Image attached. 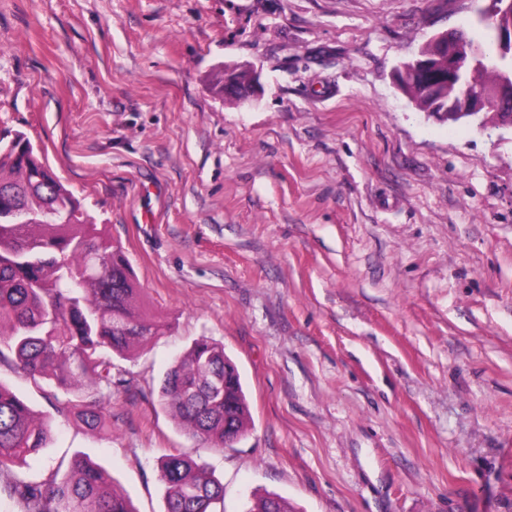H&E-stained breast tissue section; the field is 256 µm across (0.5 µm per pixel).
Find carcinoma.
I'll use <instances>...</instances> for the list:
<instances>
[{"mask_svg":"<svg viewBox=\"0 0 512 512\" xmlns=\"http://www.w3.org/2000/svg\"><path fill=\"white\" fill-rule=\"evenodd\" d=\"M512 16L481 12L466 35L486 50L468 67L463 84L445 87L448 100L465 89H492L512 72V56L500 52L496 30ZM403 91L421 112L433 101L411 65L399 76ZM139 286L119 243L84 218L81 203L17 132L0 138V363L31 379L46 380L75 398L57 412L89 426L104 423L103 398L127 391L116 370L124 358L164 334L167 325L141 311ZM9 323L8 331L3 324ZM159 403L178 424L215 448L231 446L246 431L247 404L241 376L224 346L195 340L167 369ZM50 426L0 385V495L20 512H133L125 497L104 492L108 474L84 459L59 463L32 477L20 471L26 457L45 447ZM165 512H216L224 487L197 462L175 451L161 457ZM249 512H292L283 497L267 492Z\"/></svg>","mask_w":512,"mask_h":512,"instance_id":"obj_1","label":"carcinoma"}]
</instances>
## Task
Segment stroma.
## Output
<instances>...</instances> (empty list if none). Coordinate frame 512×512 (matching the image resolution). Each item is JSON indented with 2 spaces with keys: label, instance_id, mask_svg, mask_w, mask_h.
Returning <instances> with one entry per match:
<instances>
[{
  "label": "stroma",
  "instance_id": "stroma-1",
  "mask_svg": "<svg viewBox=\"0 0 512 512\" xmlns=\"http://www.w3.org/2000/svg\"><path fill=\"white\" fill-rule=\"evenodd\" d=\"M489 0H0V136L24 132L121 243L166 333L92 429L0 363L135 512L202 458L224 512H512V130L420 112L396 69ZM246 68L251 102L217 94ZM223 344L249 403L224 451L158 402Z\"/></svg>",
  "mask_w": 512,
  "mask_h": 512
}]
</instances>
